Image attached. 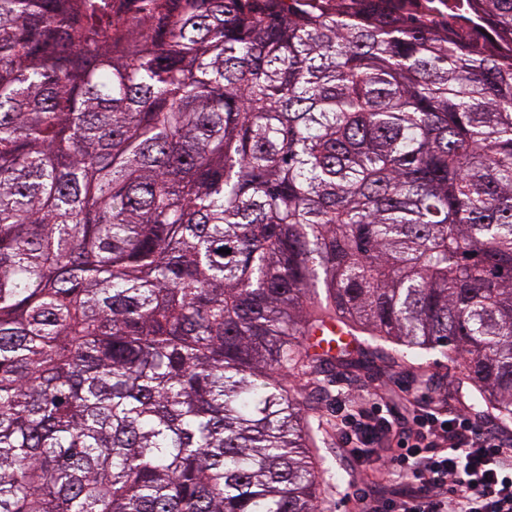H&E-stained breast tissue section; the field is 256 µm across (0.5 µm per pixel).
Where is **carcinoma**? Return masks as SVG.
<instances>
[{"instance_id":"cac0c4a2","label":"carcinoma","mask_w":512,"mask_h":512,"mask_svg":"<svg viewBox=\"0 0 512 512\" xmlns=\"http://www.w3.org/2000/svg\"><path fill=\"white\" fill-rule=\"evenodd\" d=\"M423 351L512 419V56L346 0H0V512H319L288 375Z\"/></svg>"}]
</instances>
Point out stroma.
Returning <instances> with one entry per match:
<instances>
[{
	"label": "stroma",
	"mask_w": 512,
	"mask_h": 512,
	"mask_svg": "<svg viewBox=\"0 0 512 512\" xmlns=\"http://www.w3.org/2000/svg\"><path fill=\"white\" fill-rule=\"evenodd\" d=\"M295 391L317 392L319 403L311 412V424L316 432L314 453L320 467L321 512H346L342 501L355 495L360 485L356 482L353 464L339 452L336 433V414L349 410L354 399L376 386L385 387L388 400L398 411L407 412L411 407L413 387H422L431 398L449 397L452 406L471 410L477 425L490 426L512 437V420L503 422L494 414L480 411L472 405L470 395L448 386V369L444 360L428 354L395 371L382 374L372 370L340 371L332 382L320 385L314 377L303 375L292 378Z\"/></svg>",
	"instance_id": "obj_1"
}]
</instances>
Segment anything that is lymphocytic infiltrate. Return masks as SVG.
I'll use <instances>...</instances> for the list:
<instances>
[{
    "label": "lymphocytic infiltrate",
    "instance_id": "obj_1",
    "mask_svg": "<svg viewBox=\"0 0 512 512\" xmlns=\"http://www.w3.org/2000/svg\"><path fill=\"white\" fill-rule=\"evenodd\" d=\"M381 390L341 419V451L364 485L350 512H512V439L471 413L415 404L398 423Z\"/></svg>",
    "mask_w": 512,
    "mask_h": 512
}]
</instances>
